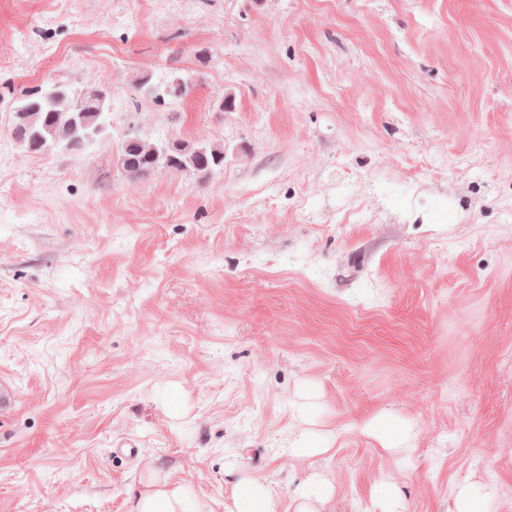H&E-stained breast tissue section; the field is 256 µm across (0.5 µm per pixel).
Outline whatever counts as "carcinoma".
Returning <instances> with one entry per match:
<instances>
[{
  "instance_id": "cac0c4a2",
  "label": "carcinoma",
  "mask_w": 512,
  "mask_h": 512,
  "mask_svg": "<svg viewBox=\"0 0 512 512\" xmlns=\"http://www.w3.org/2000/svg\"><path fill=\"white\" fill-rule=\"evenodd\" d=\"M177 79L179 76L174 75L165 83L155 85L151 74L142 72L136 76L135 83L139 90L158 101L167 97L178 100L191 93L192 87L177 85ZM101 107L106 104L97 101L91 92L76 94L64 84L39 86L22 92L16 99L14 124L22 128L27 141L66 144L79 137L82 129L92 130L104 123V113L99 111ZM166 150L165 145L139 138L122 154L139 160L156 155L158 168L191 170L203 177L224 168V145L221 143L201 146L186 143L174 162L167 160Z\"/></svg>"
}]
</instances>
